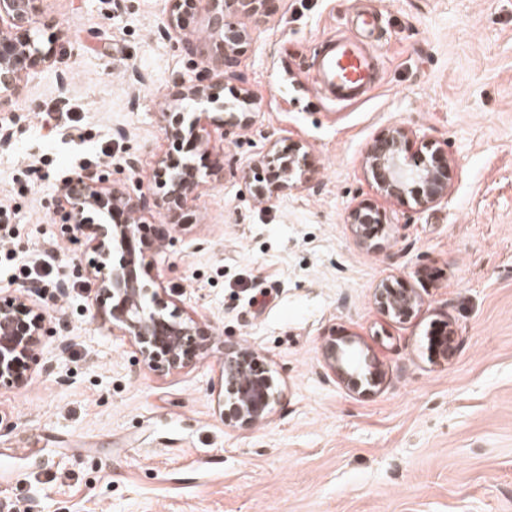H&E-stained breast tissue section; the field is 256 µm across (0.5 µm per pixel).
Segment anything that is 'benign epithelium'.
Masks as SVG:
<instances>
[{"label":"benign epithelium","instance_id":"benign-epithelium-1","mask_svg":"<svg viewBox=\"0 0 512 512\" xmlns=\"http://www.w3.org/2000/svg\"><path fill=\"white\" fill-rule=\"evenodd\" d=\"M206 2L208 24L219 33L223 54L240 52L248 40L246 29L236 21L266 11L269 0H170L166 32L179 36L185 30L186 17ZM44 0H0V27L8 34L0 38V112L15 103L27 71L53 62L54 42L29 34ZM219 76L207 69L195 79L177 88L172 100L191 99L199 104L214 103V81ZM206 112H165V130L171 137L195 150L207 142ZM416 134L394 128L369 148L365 167L377 189L384 195L400 198L410 195L419 206H428L448 195V152L442 147L423 144L428 153H418L409 163L404 151ZM303 145L295 144L284 154L270 145L262 162L278 168L280 187L295 185ZM157 177L166 191L161 196H132L96 169H85L70 178L63 193L66 221L90 234L99 261L94 266L104 315L112 329L129 338L143 365L151 371L184 369L203 359L210 347L209 335L200 323L177 305L167 289L142 281L144 262L138 248L139 210L154 206L172 211L195 194L200 181L190 162L158 161ZM348 223L362 247H375L383 230L380 211L369 205H357L348 215ZM37 293L30 284L25 292L0 297V388L24 383L26 371L39 361L42 337L50 330L49 315L35 305L27 306L28 294ZM376 302L386 315L405 321L418 306L417 297L405 288L384 283L377 290ZM324 359L330 370L350 390L361 392L378 383L376 361L362 357L351 339L325 344ZM274 376L252 348L239 344L224 345V394L219 410L227 426H258L265 423L279 399Z\"/></svg>","mask_w":512,"mask_h":512}]
</instances>
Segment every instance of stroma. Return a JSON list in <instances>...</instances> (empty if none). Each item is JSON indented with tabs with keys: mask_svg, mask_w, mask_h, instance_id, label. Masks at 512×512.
Segmentation results:
<instances>
[{
	"mask_svg": "<svg viewBox=\"0 0 512 512\" xmlns=\"http://www.w3.org/2000/svg\"><path fill=\"white\" fill-rule=\"evenodd\" d=\"M168 0H45L56 60L27 74L0 124V295L51 265L36 297L51 331L26 382L0 388V512H512V0H270L223 60L197 10L168 36ZM365 40L379 82L329 101L312 78L324 40ZM224 63L206 177L176 213L141 211L144 278L211 335L202 360L158 373L112 333L90 275L96 255L61 220L60 187L87 168L159 195L162 157L183 158L168 92ZM239 124L223 129L221 119ZM396 127L448 151V194L385 199L364 169ZM304 145L298 184L255 195L270 144ZM135 166H128V159ZM386 217L375 249L347 221ZM420 299L399 321L377 288ZM447 324L450 353L432 349ZM351 337L380 382L355 393L323 349ZM264 355L282 397L266 423L228 427L218 408L224 346Z\"/></svg>",
	"mask_w": 512,
	"mask_h": 512,
	"instance_id": "1",
	"label": "stroma"
}]
</instances>
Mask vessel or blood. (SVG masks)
<instances>
[{"label": "vessel or blood", "instance_id": "1", "mask_svg": "<svg viewBox=\"0 0 512 512\" xmlns=\"http://www.w3.org/2000/svg\"><path fill=\"white\" fill-rule=\"evenodd\" d=\"M315 81L338 102L360 98L378 82L373 56L362 43L348 37L326 41L315 70Z\"/></svg>", "mask_w": 512, "mask_h": 512}]
</instances>
